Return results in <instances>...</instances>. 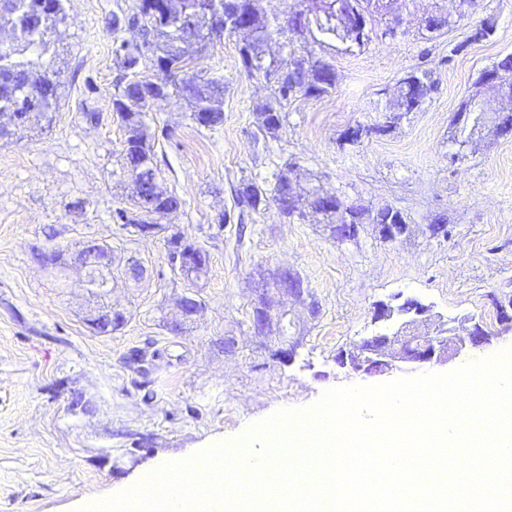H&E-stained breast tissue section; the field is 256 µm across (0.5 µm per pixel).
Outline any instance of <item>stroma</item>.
<instances>
[{"instance_id":"1","label":"stroma","mask_w":512,"mask_h":512,"mask_svg":"<svg viewBox=\"0 0 512 512\" xmlns=\"http://www.w3.org/2000/svg\"><path fill=\"white\" fill-rule=\"evenodd\" d=\"M135 4L64 0L57 104L39 124L0 141V512H76L81 502L135 486L168 460L241 436L279 409L309 407L334 387L391 381L388 373L348 372L336 356L375 333L374 305L396 294L448 319L472 318L491 334L490 344L425 365V372L448 373L512 347L496 308L512 300V136L483 131L476 151L448 162L452 120L474 77L512 53V0H480L464 16L458 0H396L398 35L377 34L363 49L331 53L335 91L294 101L272 137L258 135L253 112L272 103L270 89L244 72L236 36L215 44L198 68L224 81L223 125L197 127L174 95L147 114L158 134L161 181L183 202L167 221L210 255L207 275L194 281L171 271L163 236L132 237L112 220L131 194L119 161L124 130L112 107L120 76L113 50L117 38L133 33L115 35L110 22ZM437 11L451 23L433 38L421 22ZM487 17L494 35L470 42ZM417 68L431 71L435 91L420 111L374 133L400 80ZM89 112L99 121L86 120ZM358 125L366 135L342 141ZM290 159L299 185L359 198L372 209L396 207L408 232L387 243L363 224L356 240L341 244L317 215L293 224L271 204L240 213L236 190L272 181ZM223 211L243 223L217 226ZM441 216L448 234L436 237L429 226ZM86 240L111 245L115 262L134 257L146 268L140 279L110 283L106 301L127 323L109 335L87 326L97 302L83 272L59 275L32 256L40 245L73 250ZM279 267L298 273L319 305L313 315L302 301L271 295L297 346L290 366L269 359L249 324L260 272ZM190 290L205 308L172 335L166 325ZM216 336L234 337V351L213 349ZM133 349L155 356L148 402L125 363ZM75 394L88 413L67 411ZM135 434L151 439V453L139 461L126 453ZM106 457L120 472L103 465Z\"/></svg>"}]
</instances>
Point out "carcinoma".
Masks as SVG:
<instances>
[{"instance_id":"1","label":"carcinoma","mask_w":512,"mask_h":512,"mask_svg":"<svg viewBox=\"0 0 512 512\" xmlns=\"http://www.w3.org/2000/svg\"><path fill=\"white\" fill-rule=\"evenodd\" d=\"M166 0H137L135 11L124 22L138 27L141 42L127 48L114 49L118 67L129 77L112 100L113 112L125 128L126 138L120 152L123 169L133 185V201L137 213L118 208L112 216L115 223L135 230L152 223V216L176 212L182 202L161 186L153 146L149 141L146 112L150 104L173 93L181 96L190 110L191 120L201 128L214 129L224 123V112L218 100L224 94L220 78H206L195 71L198 60L208 49L231 33L237 25L245 26L238 43L244 71L264 81L273 91L280 107L259 105L255 109L256 125L264 135L273 136L285 118L282 107L298 99H321L336 90L334 65L322 56H308L307 70L290 71L277 81L274 66L278 61L269 56L261 60L248 57L249 47H265L275 38L287 37V27L277 19H269L255 6V0H176L183 11V23L164 21L160 4ZM320 19H309L305 35L322 48L350 52L364 48L371 41L379 23H385L382 35L398 34L399 15L393 11V0H320ZM66 18L63 0H0V28L11 29L22 42L19 47L0 53V112L19 111L22 122L34 123L57 104L59 70L50 52L53 38ZM162 70L161 81L139 78L145 65ZM435 89L431 72L414 69L400 80L396 111L409 113L420 109ZM457 146L454 154L464 157L470 148L467 127L457 128L451 137ZM293 166L280 169L271 189L249 182L236 192L242 210L257 211L269 202L277 206L285 219L302 220L307 212L321 209L312 200L309 189H298L292 177ZM183 240L197 254L198 279L208 272L209 254L180 232L166 241Z\"/></svg>"}]
</instances>
